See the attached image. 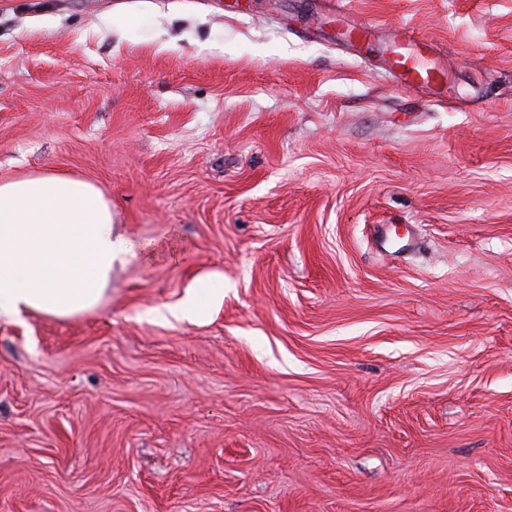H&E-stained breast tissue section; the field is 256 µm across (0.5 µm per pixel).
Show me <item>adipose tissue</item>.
Listing matches in <instances>:
<instances>
[{
    "label": "adipose tissue",
    "instance_id": "obj_1",
    "mask_svg": "<svg viewBox=\"0 0 512 512\" xmlns=\"http://www.w3.org/2000/svg\"><path fill=\"white\" fill-rule=\"evenodd\" d=\"M132 252L92 183L53 171L0 181V321L94 311Z\"/></svg>",
    "mask_w": 512,
    "mask_h": 512
}]
</instances>
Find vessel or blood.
Returning a JSON list of instances; mask_svg holds the SVG:
<instances>
[{"label":"vessel or blood","instance_id":"b4317fda","mask_svg":"<svg viewBox=\"0 0 512 512\" xmlns=\"http://www.w3.org/2000/svg\"><path fill=\"white\" fill-rule=\"evenodd\" d=\"M435 46L410 26L397 32L395 50L388 58L389 72L394 79L409 89H419L437 81L441 74L433 59Z\"/></svg>","mask_w":512,"mask_h":512}]
</instances>
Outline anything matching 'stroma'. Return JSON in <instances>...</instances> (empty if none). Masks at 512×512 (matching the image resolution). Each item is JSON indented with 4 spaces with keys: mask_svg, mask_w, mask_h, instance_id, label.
<instances>
[{
    "mask_svg": "<svg viewBox=\"0 0 512 512\" xmlns=\"http://www.w3.org/2000/svg\"><path fill=\"white\" fill-rule=\"evenodd\" d=\"M348 18L439 83L318 0H0V180L135 245L95 312L0 322V512H512V0ZM433 56L435 46L431 40L420 36L410 26H402L388 58L389 73L407 89L427 87L442 73ZM223 280L216 283H205L202 296L196 293L188 294L181 303L168 310V313L177 320L196 321L203 317L208 305L220 301L224 296Z\"/></svg>",
    "mask_w": 512,
    "mask_h": 512,
    "instance_id": "obj_1",
    "label": "stroma"
}]
</instances>
